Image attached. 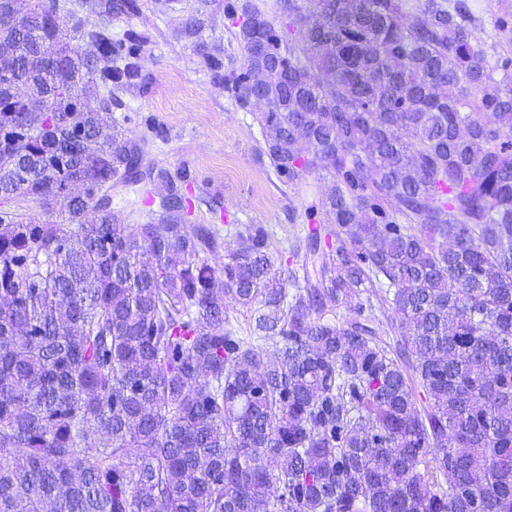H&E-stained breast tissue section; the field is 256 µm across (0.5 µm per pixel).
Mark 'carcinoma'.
Listing matches in <instances>:
<instances>
[{"mask_svg": "<svg viewBox=\"0 0 512 512\" xmlns=\"http://www.w3.org/2000/svg\"><path fill=\"white\" fill-rule=\"evenodd\" d=\"M79 7L100 22L0 5L27 17L0 23V80L63 96L0 88V193L67 200L0 209V512H512V72L467 0L224 4V92L245 109L261 76L279 179H334L287 269L259 224L210 264L113 115L138 39L112 41V0ZM156 177L160 224L91 205ZM16 210H18V213L22 214L23 220L25 222H35L39 224H48L52 223L54 221H61L62 214H61V208H62V201H58V205L55 208V211L53 213H47L42 207H40L39 204L34 202H20V205H18Z\"/></svg>", "mask_w": 512, "mask_h": 512, "instance_id": "obj_1", "label": "carcinoma"}]
</instances>
